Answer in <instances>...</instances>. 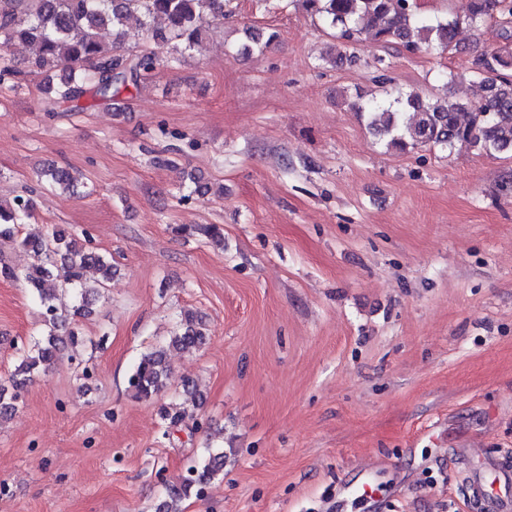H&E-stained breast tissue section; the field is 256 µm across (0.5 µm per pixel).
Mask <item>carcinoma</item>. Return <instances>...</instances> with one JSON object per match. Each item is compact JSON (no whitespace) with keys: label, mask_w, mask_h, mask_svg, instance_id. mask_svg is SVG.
Here are the masks:
<instances>
[{"label":"carcinoma","mask_w":512,"mask_h":512,"mask_svg":"<svg viewBox=\"0 0 512 512\" xmlns=\"http://www.w3.org/2000/svg\"><path fill=\"white\" fill-rule=\"evenodd\" d=\"M225 0H0V84L17 90L26 83L28 71L11 55L18 43L32 48L25 64L45 77L39 90L72 111L86 98L110 101L114 93L147 80L160 65L171 66L198 45L211 24H224ZM306 13L332 29L342 51L336 61L347 58L345 49L367 35L383 43H397L411 51L447 49L462 27L476 28L490 20L499 26L503 43L474 56L470 72L480 80L483 95L478 101L450 103L425 99L414 92L388 93V98L354 101L376 133L388 138L398 150L427 145L452 149L466 144L484 152H512V0H464L462 10L443 18L417 14L414 0H291ZM134 19L153 41L172 45L173 53L161 56L145 49L138 54L122 50L123 27ZM112 36L107 41L106 36ZM266 40L246 31V42L237 55L247 57ZM41 175L52 188L67 189L74 176L53 165ZM33 204L21 196L7 206L0 204V239L15 242L33 255L23 272L8 266L0 276L20 279L37 293L45 309V328L17 349L18 362L10 386L0 385V417L12 414L21 390L34 375L47 372L58 358L61 346L76 345L73 324L92 313L96 297L112 279V264L93 248L79 243L61 228L20 236V226L32 218ZM97 270L101 277L90 279ZM72 292L73 306L59 303ZM206 325L196 314L184 313L180 327L167 345L144 353L129 384L138 398L163 392L169 376L168 351H188L205 343ZM224 471V450L207 449L205 459L189 467L179 485L168 490L158 512H181L183 499L201 496L205 487Z\"/></svg>","instance_id":"obj_1"}]
</instances>
